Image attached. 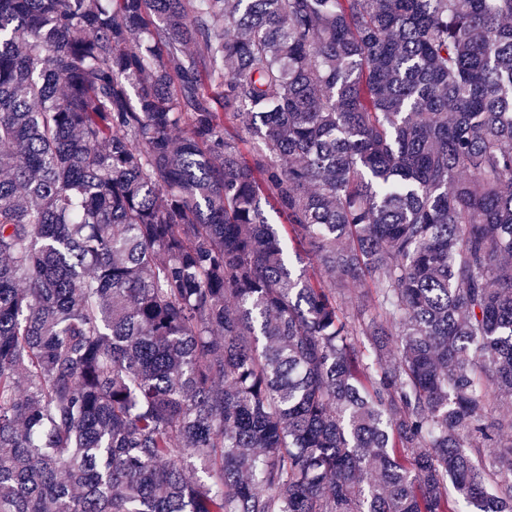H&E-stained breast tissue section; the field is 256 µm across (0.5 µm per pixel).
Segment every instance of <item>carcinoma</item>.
<instances>
[{"mask_svg": "<svg viewBox=\"0 0 512 512\" xmlns=\"http://www.w3.org/2000/svg\"><path fill=\"white\" fill-rule=\"evenodd\" d=\"M504 407L512 0H0V512H512Z\"/></svg>", "mask_w": 512, "mask_h": 512, "instance_id": "obj_1", "label": "carcinoma"}]
</instances>
